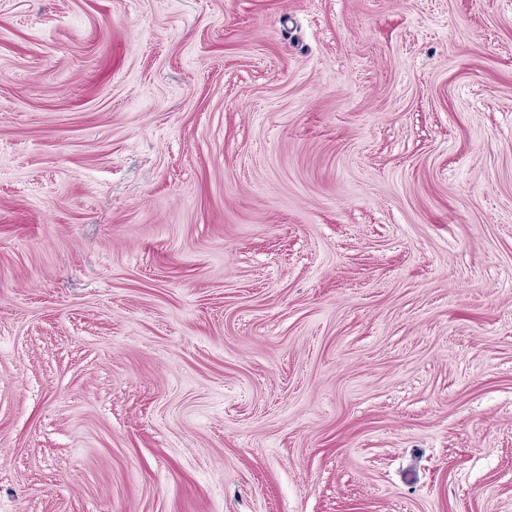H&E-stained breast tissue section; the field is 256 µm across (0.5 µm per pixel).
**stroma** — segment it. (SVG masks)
I'll use <instances>...</instances> for the list:
<instances>
[{"label":"stroma","instance_id":"1","mask_svg":"<svg viewBox=\"0 0 512 512\" xmlns=\"http://www.w3.org/2000/svg\"><path fill=\"white\" fill-rule=\"evenodd\" d=\"M0 512H512V0H0Z\"/></svg>","mask_w":512,"mask_h":512}]
</instances>
